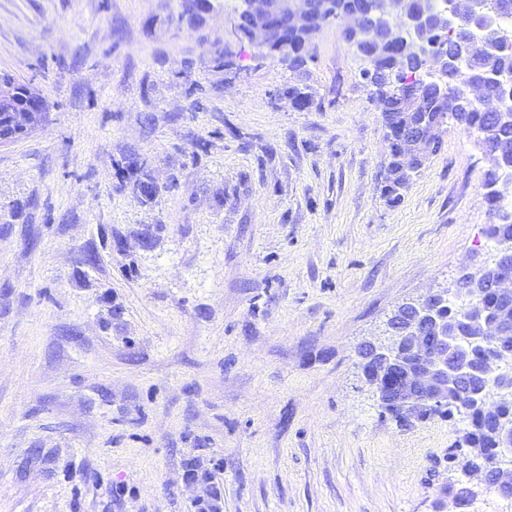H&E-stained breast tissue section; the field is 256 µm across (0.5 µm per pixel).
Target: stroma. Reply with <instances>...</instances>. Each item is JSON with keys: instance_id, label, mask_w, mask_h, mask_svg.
<instances>
[{"instance_id": "obj_1", "label": "stroma", "mask_w": 512, "mask_h": 512, "mask_svg": "<svg viewBox=\"0 0 512 512\" xmlns=\"http://www.w3.org/2000/svg\"><path fill=\"white\" fill-rule=\"evenodd\" d=\"M237 24L235 0H0V73L48 103L0 140V512H194L191 459L224 512H433L460 477L465 419L399 426L356 351L489 258V163L448 124L387 205L340 24L294 64ZM186 476L191 479H197L207 486L209 494L215 498H223V490L214 482V475L208 468H202L195 460H190L186 465Z\"/></svg>"}]
</instances>
